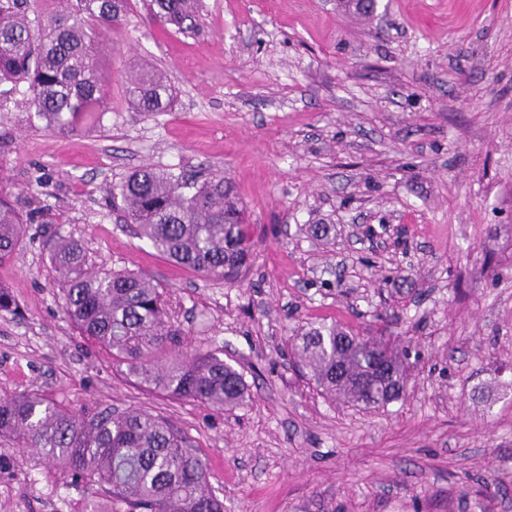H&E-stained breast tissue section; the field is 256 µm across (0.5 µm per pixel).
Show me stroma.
I'll list each match as a JSON object with an SVG mask.
<instances>
[{
    "mask_svg": "<svg viewBox=\"0 0 512 512\" xmlns=\"http://www.w3.org/2000/svg\"><path fill=\"white\" fill-rule=\"evenodd\" d=\"M108 112L58 133L0 86V193L42 206L0 265V394L93 413L141 407L186 434L224 512H512V0H202L193 30L142 0L102 39ZM170 110L130 105L128 71ZM231 179L254 227L237 284L126 229L114 184L142 167ZM164 292L180 341L218 352L252 398L224 412L129 378L62 311L46 238ZM336 323L411 347L403 399L331 402L289 358ZM0 512H83L88 493L0 438ZM126 84L128 100L139 112L154 115L167 111L170 86L165 76L151 64L144 63L132 71Z\"/></svg>",
    "mask_w": 512,
    "mask_h": 512,
    "instance_id": "obj_1",
    "label": "stroma"
}]
</instances>
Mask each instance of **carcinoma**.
<instances>
[{
    "instance_id": "cac0c4a2",
    "label": "carcinoma",
    "mask_w": 512,
    "mask_h": 512,
    "mask_svg": "<svg viewBox=\"0 0 512 512\" xmlns=\"http://www.w3.org/2000/svg\"><path fill=\"white\" fill-rule=\"evenodd\" d=\"M161 22L183 29L198 0H144ZM126 0H76L43 16L31 0H0V85L27 97L33 117L73 132L106 111L99 32L119 29ZM140 112L167 111L170 86L149 63L127 77ZM125 224L171 262L205 279L237 281L253 257L252 227L232 182L183 171L136 169L112 187ZM40 210L0 196V263L22 247ZM50 263L64 292V312L80 335L125 366L128 377L216 411L249 397L243 374L217 353L177 352L183 335L167 319L162 294L138 272L94 270L83 245L52 237ZM296 366L327 395L363 409L399 401L407 387L406 351L379 338L322 323L292 338ZM35 448L70 485L97 489L85 512H224L205 463L166 419L147 410L77 414L38 392L0 396V436Z\"/></svg>"
}]
</instances>
